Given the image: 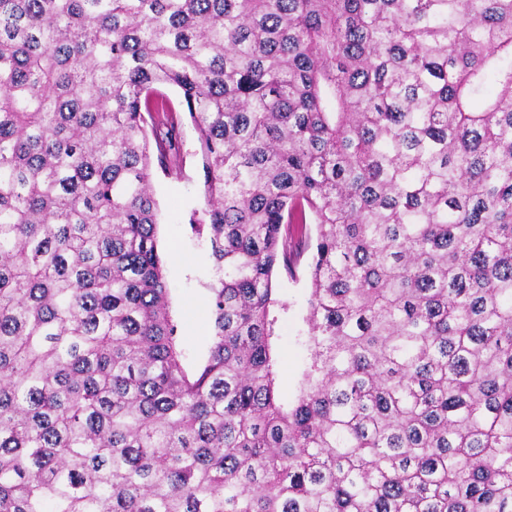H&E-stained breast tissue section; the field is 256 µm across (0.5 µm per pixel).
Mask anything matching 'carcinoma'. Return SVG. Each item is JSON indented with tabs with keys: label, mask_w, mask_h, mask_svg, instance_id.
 Returning <instances> with one entry per match:
<instances>
[{
	"label": "carcinoma",
	"mask_w": 512,
	"mask_h": 512,
	"mask_svg": "<svg viewBox=\"0 0 512 512\" xmlns=\"http://www.w3.org/2000/svg\"><path fill=\"white\" fill-rule=\"evenodd\" d=\"M176 111L216 274L192 375ZM309 222L290 406L273 277ZM0 512H512V0H0ZM182 140L180 173L155 168L152 178L159 206L158 248L169 287V314L189 374L205 362L214 338L209 257V226L193 223L204 207L201 153L197 132L185 112H177Z\"/></svg>",
	"instance_id": "carcinoma-1"
}]
</instances>
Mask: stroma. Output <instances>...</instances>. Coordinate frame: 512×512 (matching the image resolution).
Listing matches in <instances>:
<instances>
[{"instance_id": "obj_1", "label": "stroma", "mask_w": 512, "mask_h": 512, "mask_svg": "<svg viewBox=\"0 0 512 512\" xmlns=\"http://www.w3.org/2000/svg\"><path fill=\"white\" fill-rule=\"evenodd\" d=\"M177 119L182 140L181 170L170 175L154 171L152 184L159 206L157 239L169 287V314L184 367L192 373L205 362L213 343L211 286L215 277L209 257V227L199 221L204 196L198 136L187 113H178ZM311 258V252H304L296 278L279 274L273 279L276 299L288 305L278 322L280 394L288 401L295 400L310 357L305 317L311 292Z\"/></svg>"}]
</instances>
